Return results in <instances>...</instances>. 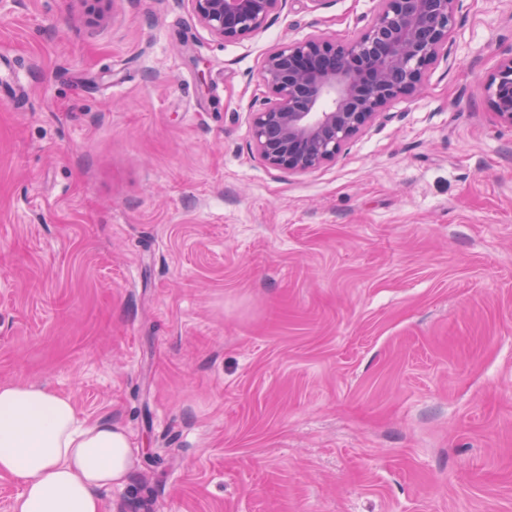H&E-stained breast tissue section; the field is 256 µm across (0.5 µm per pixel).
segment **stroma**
<instances>
[{"mask_svg":"<svg viewBox=\"0 0 512 512\" xmlns=\"http://www.w3.org/2000/svg\"><path fill=\"white\" fill-rule=\"evenodd\" d=\"M378 6L0 0V382L126 428L105 512H512V0L336 161L251 150L266 52ZM197 23L212 36L240 40L261 31L287 0H190ZM488 102L500 123L512 128V53L487 84Z\"/></svg>","mask_w":512,"mask_h":512,"instance_id":"1","label":"stroma"}]
</instances>
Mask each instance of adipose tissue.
I'll return each instance as SVG.
<instances>
[{
	"label": "adipose tissue",
	"instance_id": "1",
	"mask_svg": "<svg viewBox=\"0 0 512 512\" xmlns=\"http://www.w3.org/2000/svg\"><path fill=\"white\" fill-rule=\"evenodd\" d=\"M130 435L80 420L72 398L36 383H0V478L22 485L13 512H103L101 493L127 480Z\"/></svg>",
	"mask_w": 512,
	"mask_h": 512
}]
</instances>
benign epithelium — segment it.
<instances>
[{
  "label": "benign epithelium",
  "instance_id": "benign-epithelium-1",
  "mask_svg": "<svg viewBox=\"0 0 512 512\" xmlns=\"http://www.w3.org/2000/svg\"><path fill=\"white\" fill-rule=\"evenodd\" d=\"M212 36L240 40L261 31L287 0H190ZM460 0H379L375 18L350 42L321 34L264 56L268 96L250 112L252 149L274 169L305 173L336 160L392 100L409 95L440 59ZM488 102L512 128V55L487 84Z\"/></svg>",
  "mask_w": 512,
  "mask_h": 512
}]
</instances>
